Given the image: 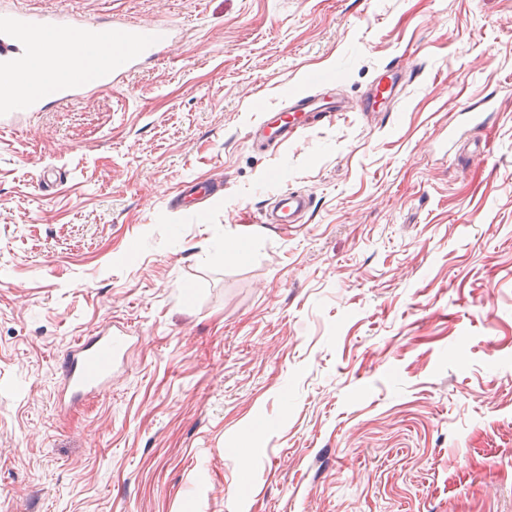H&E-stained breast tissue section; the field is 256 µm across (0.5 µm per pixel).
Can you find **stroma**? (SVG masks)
Here are the masks:
<instances>
[{
  "label": "stroma",
  "instance_id": "1",
  "mask_svg": "<svg viewBox=\"0 0 512 512\" xmlns=\"http://www.w3.org/2000/svg\"><path fill=\"white\" fill-rule=\"evenodd\" d=\"M55 1L181 38L0 128V512H512V0L23 5ZM391 61L390 111L249 143ZM493 91L480 160L434 151ZM287 187L306 224H260ZM109 325L125 372L58 411L63 353ZM343 109L327 101L324 93L314 91L295 97L282 108L265 112L251 127L249 136L263 147L277 149L288 145L304 132L331 123ZM222 189V183L210 181L207 184H193L186 186L182 196H176L170 200L171 206L187 207L197 201H205L214 193Z\"/></svg>",
  "mask_w": 512,
  "mask_h": 512
}]
</instances>
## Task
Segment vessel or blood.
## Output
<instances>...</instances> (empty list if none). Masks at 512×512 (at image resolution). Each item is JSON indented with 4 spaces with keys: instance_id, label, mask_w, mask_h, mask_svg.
I'll return each mask as SVG.
<instances>
[{
    "instance_id": "1",
    "label": "vessel or blood",
    "mask_w": 512,
    "mask_h": 512,
    "mask_svg": "<svg viewBox=\"0 0 512 512\" xmlns=\"http://www.w3.org/2000/svg\"><path fill=\"white\" fill-rule=\"evenodd\" d=\"M37 32L44 37L39 44L32 39ZM92 33L112 35L113 51L111 64L104 66L91 81L84 74L83 61L90 53L88 36ZM177 36L178 29L171 23L115 20L91 24L55 5L30 12L11 6L9 0H0V121L10 122L28 111L40 112L53 105L72 103L92 91L114 88L138 67L159 59ZM407 74V69L397 63L382 66L373 85L358 102V111L369 114L378 111L381 104L394 102ZM35 75L51 82L49 95L32 97L26 108L16 107L20 83ZM339 112L337 103L314 91L265 112L252 126L249 136L261 146L277 149L310 129L334 121ZM489 117L487 100L462 103L448 118V137L440 141V148H447L450 140L482 131ZM220 189V183L214 181L189 185L171 203L187 207L207 200ZM312 206L310 195L283 189L263 209L260 221L285 231L300 223ZM129 343V336L120 328L75 339L63 355L58 377L59 404L75 406L110 385L114 368L123 362Z\"/></svg>"
}]
</instances>
